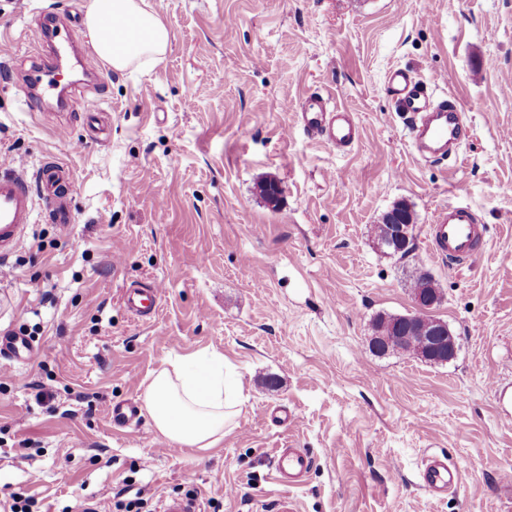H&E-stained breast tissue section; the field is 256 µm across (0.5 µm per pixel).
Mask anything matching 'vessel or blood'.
<instances>
[{
  "instance_id": "obj_1",
  "label": "vessel or blood",
  "mask_w": 512,
  "mask_h": 512,
  "mask_svg": "<svg viewBox=\"0 0 512 512\" xmlns=\"http://www.w3.org/2000/svg\"><path fill=\"white\" fill-rule=\"evenodd\" d=\"M390 92L400 111L411 116V129L418 153L446 155L463 137L464 125L457 105L430 108L422 87L413 82L402 69L391 70L386 78ZM30 95L21 100L31 106L42 95L59 87L58 68L34 70L28 80ZM298 120L310 138L325 142L339 150H351L360 139V127L352 113L332 104L330 99L313 94L305 98ZM72 173L56 158L43 160L36 172H28L15 161L0 162V260L17 248L31 224L35 210H42L50 223L68 230L73 222ZM485 238L471 207L452 205L438 212L426 229L430 252L453 267H460L474 255ZM159 285L147 288L130 287L123 291V304L134 317L147 318L159 307ZM34 352L31 341L15 333L0 336V356L25 361ZM113 423L136 427L139 410L132 402L111 405ZM311 461L299 448H280L274 455L277 481L284 485L298 484L309 470ZM461 475L458 468L433 457L420 473V484L431 496L439 497L456 488ZM158 512H200L198 503L184 496L161 494Z\"/></svg>"
}]
</instances>
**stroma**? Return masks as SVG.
I'll list each match as a JSON object with an SVG mask.
<instances>
[{
    "mask_svg": "<svg viewBox=\"0 0 512 512\" xmlns=\"http://www.w3.org/2000/svg\"><path fill=\"white\" fill-rule=\"evenodd\" d=\"M152 3L170 30L160 63L101 65L98 85L28 111L21 86L52 15L90 50L85 0H0L13 50L0 56V160L34 169L53 156L74 177L69 232L35 215L0 261V336L35 332L28 362L0 365V512L16 495L38 512H115L128 487L156 512L157 488L188 474L202 512H275L285 493L299 512H512V0ZM394 68L462 109L456 160L417 156L387 91ZM312 92L354 113L350 151L298 124ZM88 97L110 116L99 142ZM266 178L283 188L278 207L259 194ZM400 200L417 215L403 259L369 232ZM456 203L477 212L489 246L451 270L426 226ZM420 270L457 338L442 365L369 350L374 316L412 311ZM154 283L158 311L139 320L122 292ZM202 349L223 353L245 397L223 442L174 454L149 414L112 425L110 405L142 403L154 372ZM278 448L310 457L298 487L276 483ZM431 455L463 476L443 497L419 483Z\"/></svg>",
    "mask_w": 512,
    "mask_h": 512,
    "instance_id": "obj_1",
    "label": "stroma"
}]
</instances>
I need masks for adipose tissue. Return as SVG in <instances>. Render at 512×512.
I'll list each match as a JSON object with an SVG mask.
<instances>
[{"label":"adipose tissue","instance_id":"obj_1","mask_svg":"<svg viewBox=\"0 0 512 512\" xmlns=\"http://www.w3.org/2000/svg\"><path fill=\"white\" fill-rule=\"evenodd\" d=\"M85 26L97 57L124 72L163 60L170 32L150 0H88ZM156 430L172 443L207 450L239 413L240 391L223 354L200 350L157 371L144 395Z\"/></svg>","mask_w":512,"mask_h":512}]
</instances>
